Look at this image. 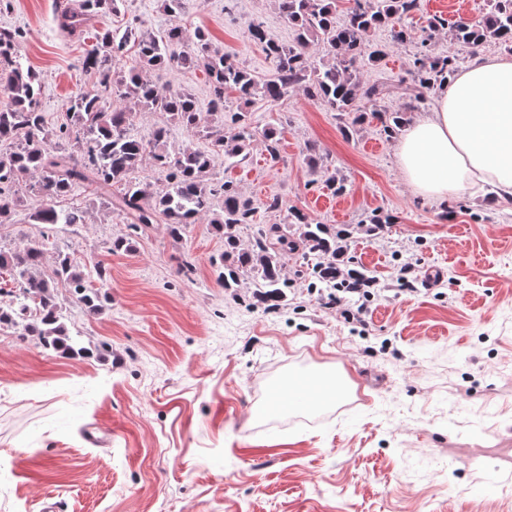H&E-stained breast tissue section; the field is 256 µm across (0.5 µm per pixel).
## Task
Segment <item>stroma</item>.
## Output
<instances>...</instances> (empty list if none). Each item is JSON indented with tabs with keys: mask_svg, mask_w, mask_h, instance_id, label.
<instances>
[{
	"mask_svg": "<svg viewBox=\"0 0 512 512\" xmlns=\"http://www.w3.org/2000/svg\"><path fill=\"white\" fill-rule=\"evenodd\" d=\"M71 0H0V27L19 30L18 56L41 80L39 110L64 120L68 96L91 85L85 45L58 28ZM487 0H420L411 40L372 30L384 57L358 65L369 84L394 87L358 100L364 123L343 133L338 112L301 91L256 98L252 125L280 127V159L259 135L245 160L213 158V184L233 181L260 224H287L300 209L321 224H358L378 208L396 222L382 234H354L350 253L369 272L374 298L363 322L345 319L327 295L297 280L285 306L253 307L251 280L235 292L216 281L224 242L198 215L183 239L151 225L134 251L112 253L127 233L118 213L92 206V190L59 199L83 222L44 231L22 193L0 218V245L48 233L83 268L109 265L112 302L87 315L67 287L64 314L91 358L43 350L33 337L0 329V512H512V198L464 194L439 203L418 196L398 163V137L372 111L407 102L413 55L433 16L475 19ZM159 33L201 28L212 46L254 76L271 63L249 36L264 26L281 43L293 29L274 0H184L172 17L162 0H125L94 17L95 30L123 34L133 19ZM158 87L188 88L200 108L206 76L176 66L144 70ZM344 178L332 195L324 182ZM282 208L265 210L270 197ZM192 278L179 274L183 260ZM418 275L398 279L403 264ZM344 370L351 395L307 415L267 412L272 387L304 371Z\"/></svg>",
	"mask_w": 512,
	"mask_h": 512,
	"instance_id": "35a3bbf8",
	"label": "stroma"
}]
</instances>
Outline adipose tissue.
Instances as JSON below:
<instances>
[{
    "mask_svg": "<svg viewBox=\"0 0 512 512\" xmlns=\"http://www.w3.org/2000/svg\"><path fill=\"white\" fill-rule=\"evenodd\" d=\"M398 160L423 197L444 202L488 183L512 198V59H478L449 79L434 112L400 138Z\"/></svg>",
    "mask_w": 512,
    "mask_h": 512,
    "instance_id": "ef3b65f1",
    "label": "adipose tissue"
}]
</instances>
